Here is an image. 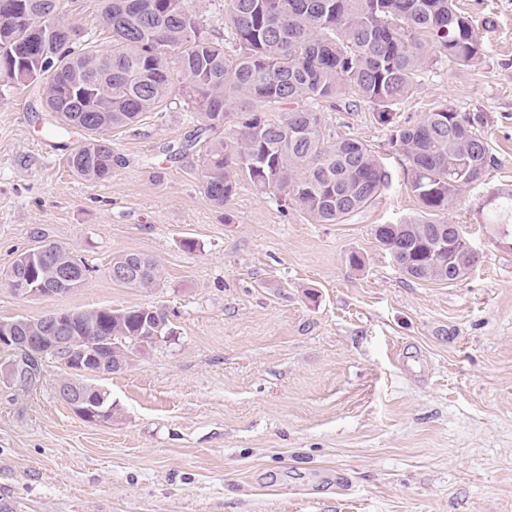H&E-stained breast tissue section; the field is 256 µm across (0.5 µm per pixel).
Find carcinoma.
<instances>
[{
    "instance_id": "obj_1",
    "label": "carcinoma",
    "mask_w": 512,
    "mask_h": 512,
    "mask_svg": "<svg viewBox=\"0 0 512 512\" xmlns=\"http://www.w3.org/2000/svg\"><path fill=\"white\" fill-rule=\"evenodd\" d=\"M0 80L40 84L44 105L66 126L89 133L66 164L80 179L112 178L117 156L104 132L132 127L166 106L173 91L198 115L194 138L211 132L202 155L201 186L216 207L243 179L260 194L296 205L316 224H341L372 205L391 173L361 142L326 131L318 108L369 107L392 127L391 145L403 157L407 185L421 212L380 224L375 239L405 248L398 270L417 281L457 282L478 263L461 226L448 231V209L483 181L494 163L481 116L443 103L413 125L395 123L396 108L422 70L446 58L477 64L481 32L455 0H225L224 25L236 53L207 31L187 0H101L99 22L109 30L106 51L80 46V32L61 15L59 0H0ZM231 124L230 136L219 132ZM484 221L512 238V188L489 195ZM56 258L31 269L14 261L5 285L32 274L62 295L81 287L89 266L68 248L42 242ZM132 274L116 284L160 286V263L135 252L112 257ZM73 334L102 343L112 358L152 347L170 335L169 314L157 306L63 312Z\"/></svg>"
}]
</instances>
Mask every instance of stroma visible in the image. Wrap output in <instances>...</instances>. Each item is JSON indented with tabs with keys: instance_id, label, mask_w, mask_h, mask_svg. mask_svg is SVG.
I'll return each instance as SVG.
<instances>
[{
	"instance_id": "stroma-1",
	"label": "stroma",
	"mask_w": 512,
	"mask_h": 512,
	"mask_svg": "<svg viewBox=\"0 0 512 512\" xmlns=\"http://www.w3.org/2000/svg\"><path fill=\"white\" fill-rule=\"evenodd\" d=\"M484 56L440 59L398 108L483 116L494 165L448 220L477 265L455 283L407 279L374 237L420 205L368 109L324 106L333 135L391 171L374 204L340 224L240 183L223 208L200 187L196 115L182 104L109 131L121 161L89 183L65 158L85 140L49 134L37 89L0 87V274L38 238L91 268L70 293L23 299L0 282V320L155 305L173 334L98 376L112 416L89 422L46 360L30 385L0 349V506L8 512H512V250L479 212L512 186V0H458ZM68 22L112 38L100 0H61ZM194 249H186V240ZM163 266L159 288L107 275L113 255ZM357 254L360 268L347 257Z\"/></svg>"
}]
</instances>
